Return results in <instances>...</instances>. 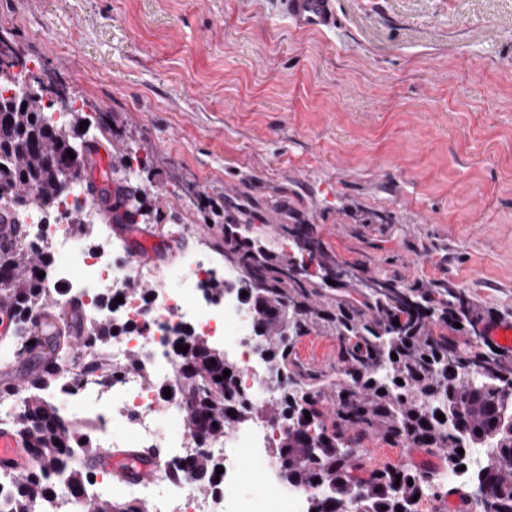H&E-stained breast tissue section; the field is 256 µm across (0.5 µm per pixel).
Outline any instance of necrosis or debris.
I'll list each match as a JSON object with an SVG mask.
<instances>
[{
  "mask_svg": "<svg viewBox=\"0 0 512 512\" xmlns=\"http://www.w3.org/2000/svg\"><path fill=\"white\" fill-rule=\"evenodd\" d=\"M10 215L27 229V242L53 258L54 272L46 278L45 288L67 289L78 299L85 326L111 318L125 328L109 346L112 362L123 367L110 385L86 377L78 356L68 364L63 385L75 396V423L84 422L87 408L109 413V420L96 424L98 448L112 447L121 433L130 447L156 449L158 473L139 487L146 512H308L307 493L282 481L270 454L287 422L249 420L203 444L186 425L172 433L159 427L163 411L182 415L188 408L176 391L179 362L170 346L171 336L183 328L223 346L236 364L242 391L253 402H270L280 390L254 349L252 321L241 301L236 269L222 265L203 248L184 253L165 267L139 262L122 240L113 238L110 225L77 188L59 202L52 217L18 209ZM75 217L91 225L92 242L72 232ZM132 280L151 282L152 287L144 295L128 292ZM215 281L224 284L222 296L207 292ZM201 447L220 456L223 467L214 492L203 496L194 492V475H166L173 462Z\"/></svg>",
  "mask_w": 512,
  "mask_h": 512,
  "instance_id": "necrosis-or-debris-1",
  "label": "necrosis or debris"
}]
</instances>
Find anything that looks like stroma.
<instances>
[{
    "instance_id": "obj_1",
    "label": "stroma",
    "mask_w": 512,
    "mask_h": 512,
    "mask_svg": "<svg viewBox=\"0 0 512 512\" xmlns=\"http://www.w3.org/2000/svg\"><path fill=\"white\" fill-rule=\"evenodd\" d=\"M336 12L304 33L282 0H0V36L80 99L86 138L150 157L136 223L159 248L178 222L220 259L238 224L313 270L307 224L364 276L462 288L512 324V0ZM337 354L315 332L291 351Z\"/></svg>"
}]
</instances>
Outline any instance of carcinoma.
Returning <instances> with one entry per match:
<instances>
[{
  "label": "carcinoma",
  "instance_id": "obj_1",
  "mask_svg": "<svg viewBox=\"0 0 512 512\" xmlns=\"http://www.w3.org/2000/svg\"><path fill=\"white\" fill-rule=\"evenodd\" d=\"M23 64L0 39V84L12 83L13 68ZM72 116L65 124L49 122L42 90L32 86L24 96H0V187L13 191L15 205L48 211L66 187L89 188L85 162L72 141L84 116ZM70 151L76 157H68ZM301 238L309 256L318 257V267L336 276L339 291L330 301H320L322 288L291 257L247 240L227 241L224 251L240 268L247 299L258 313L267 372L287 388L266 408L254 406L237 385L234 363L208 340L180 332L172 346L189 345L187 352H176L178 388L189 403L187 428L204 440L252 418L288 422L274 454L283 461L285 482L312 490L314 512H417L413 497L428 492L461 495L466 512H512V351L498 353L487 345L472 354L447 335H434L441 327L480 342L491 312L461 288L362 278L327 255L309 233ZM49 268L48 253L33 244L0 249V302L12 306L14 349L39 361L24 386L0 385V400L17 389L27 394L3 422L29 437L33 456L28 472L6 475L7 512H41L60 482L76 496L81 512H116L115 501L82 497L94 478L87 466L98 451L94 424L76 425L45 393L64 377L76 339L82 341L87 373L111 384L124 366L110 362L108 347L124 328L104 321L78 337L75 324L61 316L48 336L33 329L32 312L59 305L38 277ZM309 331L339 341L336 373L289 358L293 338ZM367 435L438 456L450 472L466 464L476 448L483 449L484 463L471 482L447 485L438 472L412 462L370 468L360 451ZM216 468L205 451L177 465L193 472L206 490Z\"/></svg>",
  "mask_w": 512,
  "mask_h": 512
}]
</instances>
